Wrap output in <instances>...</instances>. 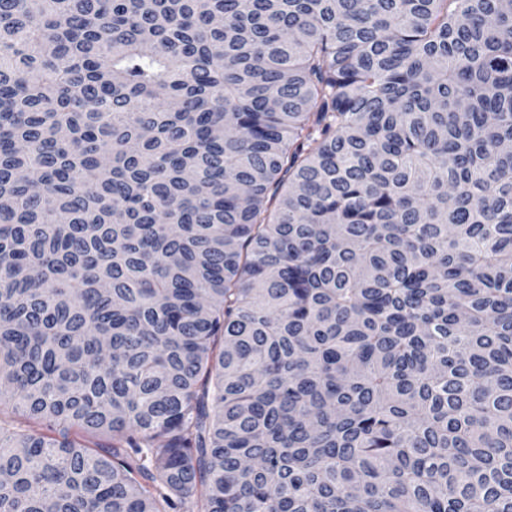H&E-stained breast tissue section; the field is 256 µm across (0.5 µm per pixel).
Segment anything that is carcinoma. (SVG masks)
Here are the masks:
<instances>
[{"instance_id":"1","label":"carcinoma","mask_w":512,"mask_h":512,"mask_svg":"<svg viewBox=\"0 0 512 512\" xmlns=\"http://www.w3.org/2000/svg\"><path fill=\"white\" fill-rule=\"evenodd\" d=\"M6 401L0 512H512V0H0Z\"/></svg>"}]
</instances>
